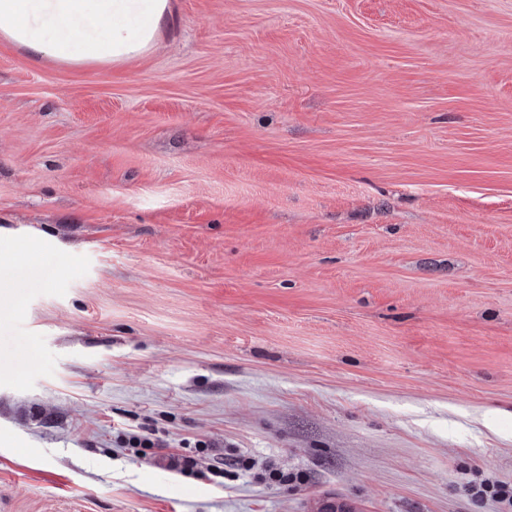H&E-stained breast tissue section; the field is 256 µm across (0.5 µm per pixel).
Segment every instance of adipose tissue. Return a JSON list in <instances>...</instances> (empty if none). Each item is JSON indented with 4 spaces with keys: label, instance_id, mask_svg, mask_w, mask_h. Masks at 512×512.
I'll return each instance as SVG.
<instances>
[{
    "label": "adipose tissue",
    "instance_id": "1",
    "mask_svg": "<svg viewBox=\"0 0 512 512\" xmlns=\"http://www.w3.org/2000/svg\"><path fill=\"white\" fill-rule=\"evenodd\" d=\"M171 19L168 0H0V33L61 62L141 54Z\"/></svg>",
    "mask_w": 512,
    "mask_h": 512
}]
</instances>
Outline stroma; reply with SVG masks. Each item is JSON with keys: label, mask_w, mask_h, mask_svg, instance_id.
Here are the masks:
<instances>
[{"label": "stroma", "mask_w": 512, "mask_h": 512, "mask_svg": "<svg viewBox=\"0 0 512 512\" xmlns=\"http://www.w3.org/2000/svg\"><path fill=\"white\" fill-rule=\"evenodd\" d=\"M169 6L0 35V512H512V0ZM170 20L168 0H0L9 40L74 64L137 56ZM121 443H123L124 448L138 455H147V450L163 448L159 440L153 439L150 434L145 431L131 430L124 432L122 434ZM167 465L172 470L184 476H207L209 473L215 477H221L224 479V456L217 457L219 460H213L215 463H208L203 466L202 463L206 457L194 458L186 455H175L171 454L165 457ZM470 491L473 493V498L477 501H482L488 494L501 502H506L512 506V487L506 483H496L489 480H483L479 484L470 486Z\"/></svg>", "instance_id": "1"}]
</instances>
